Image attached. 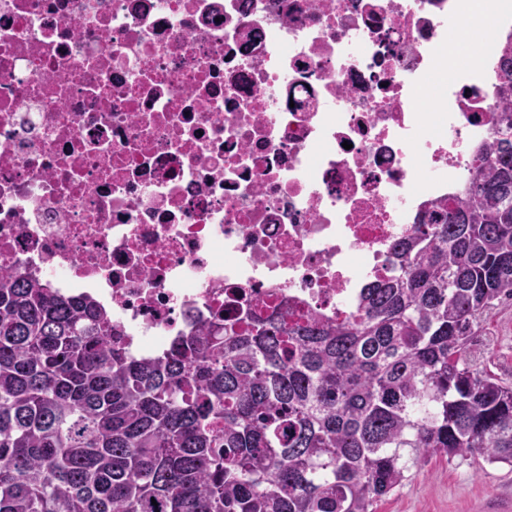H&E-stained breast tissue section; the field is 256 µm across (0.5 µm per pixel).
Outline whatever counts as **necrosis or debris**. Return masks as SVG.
<instances>
[{
	"label": "necrosis or debris",
	"mask_w": 512,
	"mask_h": 512,
	"mask_svg": "<svg viewBox=\"0 0 512 512\" xmlns=\"http://www.w3.org/2000/svg\"><path fill=\"white\" fill-rule=\"evenodd\" d=\"M511 36L512 0H0V269L137 358L240 299L352 314L490 142Z\"/></svg>",
	"instance_id": "necrosis-or-debris-1"
}]
</instances>
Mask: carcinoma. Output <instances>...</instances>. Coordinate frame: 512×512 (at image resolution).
Wrapping results in <instances>:
<instances>
[{"label":"carcinoma","mask_w":512,"mask_h":512,"mask_svg":"<svg viewBox=\"0 0 512 512\" xmlns=\"http://www.w3.org/2000/svg\"><path fill=\"white\" fill-rule=\"evenodd\" d=\"M493 141L355 313L248 307L137 360L112 318L0 272V512H374L428 458L512 467V383L473 341L512 301V40Z\"/></svg>","instance_id":"carcinoma-1"}]
</instances>
